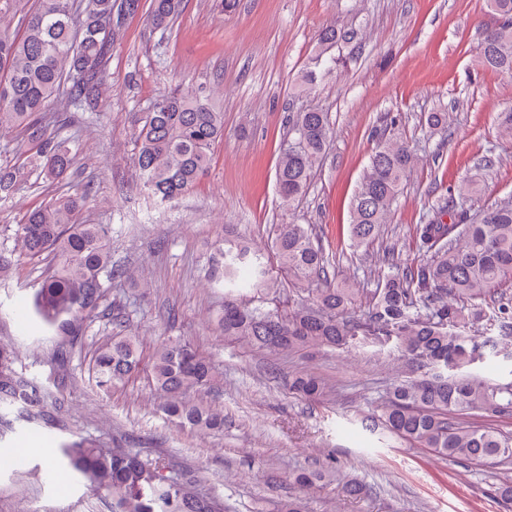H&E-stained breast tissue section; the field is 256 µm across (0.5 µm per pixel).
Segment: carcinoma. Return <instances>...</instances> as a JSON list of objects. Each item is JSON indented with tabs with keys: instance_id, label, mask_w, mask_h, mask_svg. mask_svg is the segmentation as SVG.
<instances>
[{
	"instance_id": "carcinoma-1",
	"label": "carcinoma",
	"mask_w": 512,
	"mask_h": 512,
	"mask_svg": "<svg viewBox=\"0 0 512 512\" xmlns=\"http://www.w3.org/2000/svg\"><path fill=\"white\" fill-rule=\"evenodd\" d=\"M183 0H152L148 22L167 29ZM139 0H38L24 15L23 33L0 30V130L16 129L26 144L24 157L0 164V199L32 175L64 177L74 163L66 142L57 138L48 115L94 101L105 63L120 37L121 17L137 12ZM499 16L485 32L479 63L512 77V0H487ZM351 39L336 23L318 35L316 51L297 84L310 93L319 75L336 68L338 44ZM289 136L280 148L276 186L282 203L293 206L307 190L310 175L331 137L327 113L293 112ZM224 134V113L200 89H173L153 102L136 136L135 167L145 189L161 202L189 191L209 169L211 149ZM418 161L398 133L396 120L381 135L351 204L350 239L360 247L383 232L401 185ZM475 179L461 183L448 202L416 225L419 248L428 261L415 270L378 278L365 311L352 312L357 290L335 280L330 260L309 224H279L272 254L276 266L243 241L236 249L215 248L209 279L224 285V305L216 321L224 339L268 352L340 349L358 337L391 342L402 373L385 392L369 428H381L415 448L460 464L509 465L512 434L484 424L469 425L460 415L478 411L489 417L512 414V381L494 383L474 372L491 338L472 334L484 322L506 328L512 302L497 287L512 278V198L471 211ZM86 194L69 195L29 211L10 227L13 246L0 252V277L13 263L45 261L49 270L33 294V310L58 336L78 342L87 332L108 284L127 275L112 266L110 227L81 224L77 215ZM452 213L454 221L443 222ZM285 277L308 303L292 310L274 304ZM113 334L99 341L92 357V379L102 392L148 370L162 394L160 411L181 428L224 430V412L206 401L212 365L189 343L167 339L144 360L142 340L118 314ZM14 347L0 343V403L21 402L36 415L49 395L15 369ZM288 391L318 403L326 394L322 378L297 373ZM60 466L80 476L111 501V512H224V502L198 488V479L132 448H105L79 437L59 448ZM326 466L294 477L313 487Z\"/></svg>"
}]
</instances>
